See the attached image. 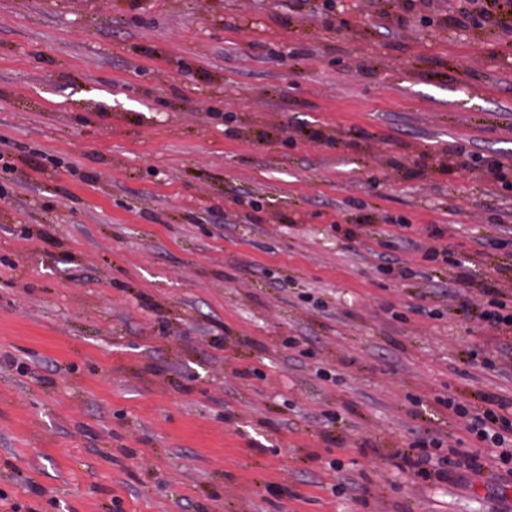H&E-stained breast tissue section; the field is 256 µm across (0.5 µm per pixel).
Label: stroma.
Masks as SVG:
<instances>
[{"label": "stroma", "mask_w": 512, "mask_h": 512, "mask_svg": "<svg viewBox=\"0 0 512 512\" xmlns=\"http://www.w3.org/2000/svg\"><path fill=\"white\" fill-rule=\"evenodd\" d=\"M321 2L0 0V512H512V36ZM481 291L484 295L492 297L488 302V308L481 312V319L502 334L512 333V306L509 310L505 303L497 300L499 288L490 282L481 288ZM505 409L507 407L498 404L484 408L482 413H472L454 396H448V411L465 424L467 431L483 444V448L490 450L509 447L505 445L503 432L512 436V411L508 413ZM504 412L510 414V418ZM430 445L432 448H441L442 441L439 438L423 441L420 451H409L401 455L398 467L403 471H413L415 475L425 480H429L432 473L435 474L437 479L448 478L449 473H452L455 469H460L462 465L472 471H481L483 468L479 454H466L464 462L455 458L460 454L457 449H451L445 456L433 457L427 451Z\"/></svg>", "instance_id": "35a3bbf8"}]
</instances>
